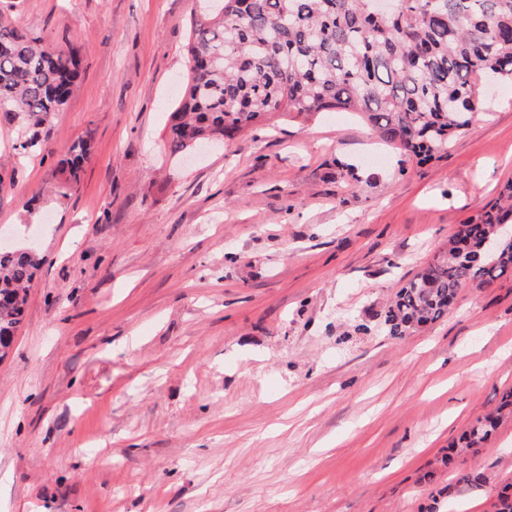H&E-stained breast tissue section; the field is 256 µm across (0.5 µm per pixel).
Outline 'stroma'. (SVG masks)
<instances>
[{"instance_id": "35a3bbf8", "label": "stroma", "mask_w": 512, "mask_h": 512, "mask_svg": "<svg viewBox=\"0 0 512 512\" xmlns=\"http://www.w3.org/2000/svg\"><path fill=\"white\" fill-rule=\"evenodd\" d=\"M198 6L0 0L79 70L42 151L0 116V236L43 259L0 362V512H474L512 483V419L448 449L512 390V274L407 336L383 319L512 180V87L421 163L348 112L174 159Z\"/></svg>"}]
</instances>
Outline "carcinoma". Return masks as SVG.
<instances>
[{"label": "carcinoma", "mask_w": 512, "mask_h": 512, "mask_svg": "<svg viewBox=\"0 0 512 512\" xmlns=\"http://www.w3.org/2000/svg\"><path fill=\"white\" fill-rule=\"evenodd\" d=\"M203 2L189 19L191 65L166 123L172 156L232 139L278 112H358L382 140L424 160L469 130L486 87L512 86V0H399L392 16L376 13L372 0ZM76 78L75 56L46 51L0 23V112L27 117L24 152L42 149L41 129L64 108ZM71 155L74 185L87 143ZM503 196L399 288L384 313L389 335L447 316L467 284L512 274V240L497 230L512 221V181ZM40 266L37 254L0 244V349L14 342ZM511 414L508 391L465 431L461 448L483 444ZM458 482L481 488L488 476L469 470Z\"/></svg>", "instance_id": "cac0c4a2"}]
</instances>
